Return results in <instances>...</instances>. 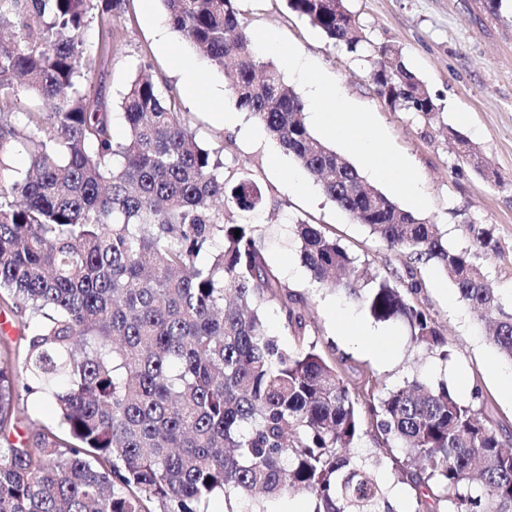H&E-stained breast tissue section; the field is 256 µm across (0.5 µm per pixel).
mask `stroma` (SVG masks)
<instances>
[{
	"instance_id": "stroma-1",
	"label": "stroma",
	"mask_w": 512,
	"mask_h": 512,
	"mask_svg": "<svg viewBox=\"0 0 512 512\" xmlns=\"http://www.w3.org/2000/svg\"><path fill=\"white\" fill-rule=\"evenodd\" d=\"M358 19L367 49L360 54L332 45L307 19L289 10L286 0H238L251 37V49L272 63L297 92L305 87L287 61L271 51L267 38L293 48L310 76L334 84L355 110L368 112L383 137L382 148L407 162L419 178L427 200L418 218L436 224L449 245H470L469 223L491 228L495 250L481 253L491 282L512 294V0H346ZM159 0L144 5L126 0L120 16L93 18L82 38L92 63L89 83L111 112H119L123 93L149 65L160 89L178 90L175 68L198 67L204 83L223 88L220 71L211 68L176 32H169L175 54L161 50L153 18L162 17ZM397 48L405 65L427 86L439 110L431 119L388 106L369 78L379 47ZM190 127L206 146L223 145L225 170L246 174L265 190V203L247 215L257 226L266 262L288 290L308 301L310 338L331 357L345 358V374L358 382L374 372L384 387L419 378L431 385L459 390L503 436H512V402L506 400L499 374L503 363L470 308L434 266L420 268L424 288L420 305L434 315L448 339L450 356L442 361L414 348L403 321L375 320L360 303L313 283L301 262L294 224L305 221L336 238L371 275L383 278L404 272L409 250L388 246L353 221L320 186L267 134L259 121L244 116L241 130L214 123L207 107L182 100ZM458 131L480 150L485 169L461 163L449 130ZM353 317L385 335L388 356L372 354L361 342L340 341L338 318Z\"/></svg>"
}]
</instances>
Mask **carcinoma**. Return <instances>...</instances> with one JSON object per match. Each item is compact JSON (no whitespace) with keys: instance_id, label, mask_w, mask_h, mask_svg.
<instances>
[{"instance_id":"carcinoma-1","label":"carcinoma","mask_w":512,"mask_h":512,"mask_svg":"<svg viewBox=\"0 0 512 512\" xmlns=\"http://www.w3.org/2000/svg\"><path fill=\"white\" fill-rule=\"evenodd\" d=\"M124 2L0 0V308L36 326L20 341L0 337V512H207L216 496L227 512H268L295 493L311 512H392L384 469L411 487L414 512H512V449L471 403L417 380L353 386L309 340L306 298L280 283L253 225L225 222L259 209L262 188L224 171V145L201 146L175 96L137 76L122 100L126 136L114 138L103 97L76 81L83 29ZM161 2L236 106L355 222L433 263L512 362V306L472 252L495 248L490 230L471 224L473 247L448 246L315 137L295 90L243 51L236 0ZM287 2L333 45L363 50L344 0ZM371 80L392 108L438 111L394 47L378 48ZM22 90L52 111L19 124ZM448 135L480 168L477 148ZM19 143L24 171L13 166ZM296 228L313 281L377 321L402 319L413 346L448 359L438 322L413 300L417 267L367 288L368 268L336 239ZM266 303L292 345L268 333ZM36 392L58 424L23 435L20 402Z\"/></svg>"}]
</instances>
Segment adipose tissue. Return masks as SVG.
<instances>
[{"instance_id":"1","label":"adipose tissue","mask_w":512,"mask_h":512,"mask_svg":"<svg viewBox=\"0 0 512 512\" xmlns=\"http://www.w3.org/2000/svg\"><path fill=\"white\" fill-rule=\"evenodd\" d=\"M180 87L188 99L204 102L218 125L227 128L237 126L235 113L224 109L222 94L204 86L196 68L182 69ZM307 89L316 108L314 118L323 134L347 144L377 181L388 185L394 192L406 195L413 206H424L425 199L419 191L415 173L403 162L393 160L386 152L380 151L381 137L374 128L370 113L353 111L330 84L311 81Z\"/></svg>"}]
</instances>
